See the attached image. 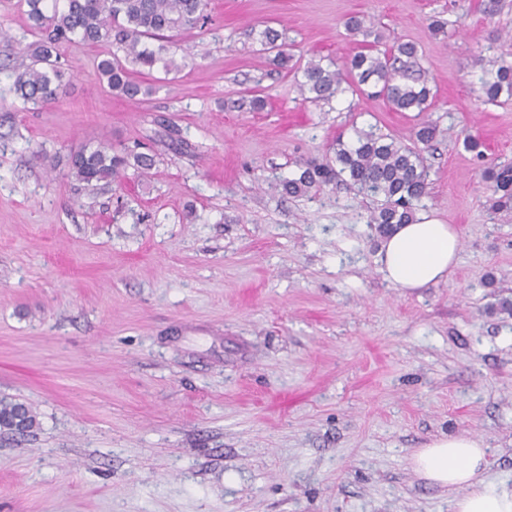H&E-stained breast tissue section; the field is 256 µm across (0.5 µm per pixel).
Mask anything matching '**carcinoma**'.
Segmentation results:
<instances>
[{
    "mask_svg": "<svg viewBox=\"0 0 512 512\" xmlns=\"http://www.w3.org/2000/svg\"><path fill=\"white\" fill-rule=\"evenodd\" d=\"M26 0L32 32L39 40L29 46L33 64L11 74L14 90L34 106L57 101L64 92L62 73L57 65V46L78 40L86 44L108 43L116 53L98 61L101 80L120 97L135 99L146 88L134 78L137 69L152 70L163 63L165 72H178L181 66L165 57L168 47L150 49L146 39H165L169 33L200 28L207 20V0ZM345 27L352 36L374 37L365 50L348 58L342 67L331 70L319 62H309L297 81L301 95L312 102H329L354 87L369 97L381 98L396 112L429 110L435 93L418 59L417 46L400 42L382 52L375 49L379 35L363 15H352ZM281 34L273 29L261 32L263 50L275 52L273 61L288 68L290 56L280 43ZM123 56H118V53ZM482 67L480 97L497 103L501 96L512 98V62L501 57L486 60L477 56ZM437 134V125L426 120L415 133L416 141L429 145ZM155 165L145 153L115 151L100 143L84 147L69 157V169L76 180L95 186L100 182H121L131 167L143 174ZM428 167L422 149L396 141L373 125L355 130V139L336 143L335 157L319 161L302 158L296 162L293 176L283 179V193L301 196L328 184H342L372 200L368 223L378 236L385 237L396 225L415 220V210L429 194ZM483 180L492 191L491 209L512 213V165L488 167ZM37 424L33 411L22 403L0 399V431L24 434Z\"/></svg>",
    "mask_w": 512,
    "mask_h": 512,
    "instance_id": "carcinoma-1",
    "label": "carcinoma"
}]
</instances>
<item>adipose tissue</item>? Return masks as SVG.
<instances>
[{
    "mask_svg": "<svg viewBox=\"0 0 512 512\" xmlns=\"http://www.w3.org/2000/svg\"><path fill=\"white\" fill-rule=\"evenodd\" d=\"M461 250L455 229L422 216L398 225L383 238L380 261L387 281L414 290L446 280ZM412 468L429 484L461 490L454 512H512V493L497 490L485 480L489 465L481 440L451 434L432 440L410 457Z\"/></svg>",
    "mask_w": 512,
    "mask_h": 512,
    "instance_id": "adipose-tissue-1",
    "label": "adipose tissue"
}]
</instances>
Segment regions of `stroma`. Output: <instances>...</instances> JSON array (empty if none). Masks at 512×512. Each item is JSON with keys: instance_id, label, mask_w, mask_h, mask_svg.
<instances>
[{"instance_id": "35a3bbf8", "label": "stroma", "mask_w": 512, "mask_h": 512, "mask_svg": "<svg viewBox=\"0 0 512 512\" xmlns=\"http://www.w3.org/2000/svg\"><path fill=\"white\" fill-rule=\"evenodd\" d=\"M486 3L208 0L207 25L170 41L187 67L139 73L149 96L113 94L96 76L111 46L75 40L58 48L65 96L36 107L10 78L36 40L27 6L0 0V398L37 416L0 432V512H454L457 491L409 462L447 433L482 440L486 479L512 491V214L491 213L481 178L512 165V100L482 102L474 63L512 52V0ZM354 14L381 49L419 46L425 116L304 100L260 44L272 28L294 62L340 63L362 48ZM425 118L439 132L417 213L461 252L447 280L404 291L367 198L275 184L355 129L407 143ZM101 142L157 163L86 187L67 159Z\"/></svg>"}]
</instances>
